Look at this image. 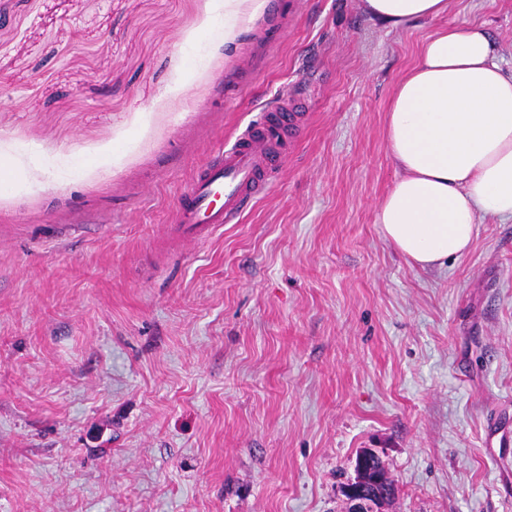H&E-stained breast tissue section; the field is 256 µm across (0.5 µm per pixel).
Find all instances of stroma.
<instances>
[{
  "mask_svg": "<svg viewBox=\"0 0 512 512\" xmlns=\"http://www.w3.org/2000/svg\"><path fill=\"white\" fill-rule=\"evenodd\" d=\"M512 0L391 27L360 0H0V512H512V221L409 264L376 205L386 111L423 41ZM309 120L240 223L164 226L261 109ZM370 451L361 453L356 459V478L344 485L346 512H381L386 503L389 486L385 477L369 469Z\"/></svg>",
  "mask_w": 512,
  "mask_h": 512,
  "instance_id": "35a3bbf8",
  "label": "stroma"
}]
</instances>
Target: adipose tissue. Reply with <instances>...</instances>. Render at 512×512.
<instances>
[{"label": "adipose tissue", "instance_id": "adipose-tissue-1", "mask_svg": "<svg viewBox=\"0 0 512 512\" xmlns=\"http://www.w3.org/2000/svg\"><path fill=\"white\" fill-rule=\"evenodd\" d=\"M361 9L397 27L443 16L448 0H361ZM386 138L400 175L376 222L414 265L462 256L479 216L512 220V72L483 27L447 26L425 40L389 102Z\"/></svg>", "mask_w": 512, "mask_h": 512}]
</instances>
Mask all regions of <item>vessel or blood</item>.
<instances>
[{"label":"vessel or blood","instance_id":"b4317fda","mask_svg":"<svg viewBox=\"0 0 512 512\" xmlns=\"http://www.w3.org/2000/svg\"><path fill=\"white\" fill-rule=\"evenodd\" d=\"M304 120L299 102L282 100L196 169L174 207L168 238L199 242L238 223L282 171Z\"/></svg>","mask_w":512,"mask_h":512}]
</instances>
